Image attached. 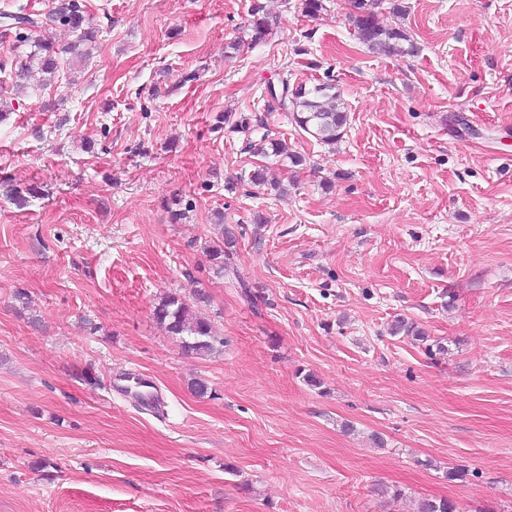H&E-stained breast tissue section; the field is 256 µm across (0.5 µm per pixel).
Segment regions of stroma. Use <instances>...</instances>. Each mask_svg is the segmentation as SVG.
<instances>
[{"mask_svg":"<svg viewBox=\"0 0 512 512\" xmlns=\"http://www.w3.org/2000/svg\"><path fill=\"white\" fill-rule=\"evenodd\" d=\"M302 2L79 0L89 56L57 25L54 81L0 71V512H512V0H385L415 46L394 57L350 0ZM283 74L336 80L335 146L260 109ZM227 111L304 157L270 165L285 195L248 181ZM199 290L205 357L153 316ZM131 371L160 407L113 391ZM221 243L222 245L218 244L215 247H211L207 252V256L209 257V262L215 267L213 268L215 273L224 275V271H226L228 267V264L225 261L226 256H229V250L234 247L235 243V236L232 231H223Z\"/></svg>","mask_w":512,"mask_h":512,"instance_id":"stroma-1","label":"stroma"}]
</instances>
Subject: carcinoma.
I'll list each match as a JSON object with an SVG mask.
<instances>
[{
	"instance_id": "carcinoma-1",
	"label": "carcinoma",
	"mask_w": 512,
	"mask_h": 512,
	"mask_svg": "<svg viewBox=\"0 0 512 512\" xmlns=\"http://www.w3.org/2000/svg\"><path fill=\"white\" fill-rule=\"evenodd\" d=\"M383 0H352L356 12L351 14L358 40L369 49L386 55H404L413 51V43L406 31L400 27L383 24L379 20L378 8ZM83 10L78 0H60L50 13L41 16L35 13L1 12L0 27L4 30H36L59 23L79 33L78 39L67 47V52L76 58L84 57L81 46L94 39L91 31L83 30ZM251 27L254 40L264 39L269 31L270 23L262 14V7L257 5L252 10ZM54 79L59 70L57 52L47 44L38 45L37 51L31 56L30 62L15 70V87L24 88L31 79L33 69ZM265 96L269 97L265 104L267 110L292 113L295 124L303 131L326 145H334L342 137L348 124V111L343 91L335 80H316L311 83H292L286 77L280 78L278 84L268 83ZM224 125L232 133L243 135L246 149L253 154L282 157L291 165H302L303 158L290 150L288 144L270 138L269 134H258L262 124L251 115L226 112L223 116ZM267 166L262 165L249 174L248 180L257 186H266L278 194L284 188L277 181L270 182L266 178ZM235 236L232 231L222 233V243L211 247L208 251L209 262L214 266L215 273L222 275L227 270L226 256L234 247ZM207 302L206 293L195 294V305ZM193 305V306H195ZM193 306L182 298L167 294L159 299L154 306V318L172 336L181 339L182 348L199 356H206L215 349V344L223 343L216 336L213 326L206 317L193 310ZM391 334H403L413 340L426 344L428 352L444 353L446 345L440 341H430V336L415 328L413 324L399 318L390 327ZM417 512H459L457 502L450 498H425L418 504Z\"/></svg>"
}]
</instances>
